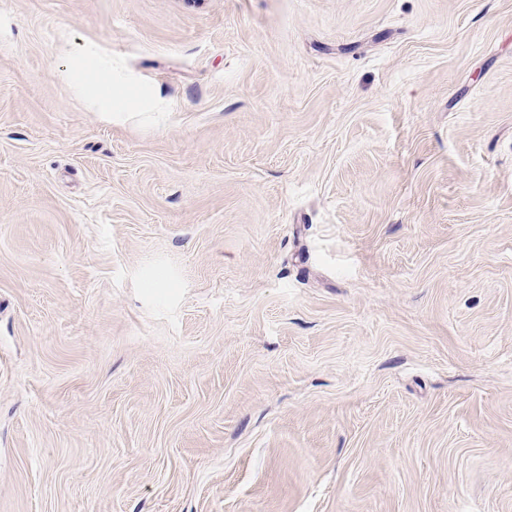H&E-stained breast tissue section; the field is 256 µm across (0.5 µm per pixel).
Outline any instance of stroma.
<instances>
[{"instance_id":"obj_1","label":"stroma","mask_w":512,"mask_h":512,"mask_svg":"<svg viewBox=\"0 0 512 512\" xmlns=\"http://www.w3.org/2000/svg\"><path fill=\"white\" fill-rule=\"evenodd\" d=\"M0 512H512V0H0ZM74 68L85 70L82 77L93 90L96 107L99 112H104L111 119L151 101L150 91L146 87L130 89L117 75L107 71L87 69L85 56L77 60Z\"/></svg>"}]
</instances>
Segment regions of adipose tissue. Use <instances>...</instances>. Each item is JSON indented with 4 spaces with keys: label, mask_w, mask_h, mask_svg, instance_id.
<instances>
[{
    "label": "adipose tissue",
    "mask_w": 512,
    "mask_h": 512,
    "mask_svg": "<svg viewBox=\"0 0 512 512\" xmlns=\"http://www.w3.org/2000/svg\"><path fill=\"white\" fill-rule=\"evenodd\" d=\"M75 67L81 70L84 81L91 86L96 107L108 117L124 115L151 100L147 88H128L117 75L88 68L86 58H79Z\"/></svg>",
    "instance_id": "adipose-tissue-1"
}]
</instances>
